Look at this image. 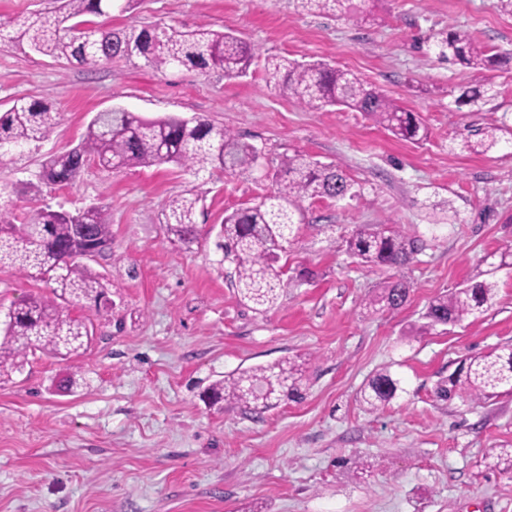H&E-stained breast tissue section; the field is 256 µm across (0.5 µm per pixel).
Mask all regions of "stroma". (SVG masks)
Returning <instances> with one entry per match:
<instances>
[{
  "mask_svg": "<svg viewBox=\"0 0 512 512\" xmlns=\"http://www.w3.org/2000/svg\"><path fill=\"white\" fill-rule=\"evenodd\" d=\"M378 22L303 11L297 0H137L110 26L205 25L255 46L248 74L162 73L139 58L69 64L28 46H0V112L20 99L60 112L50 137L0 158V207H104L110 250L90 267L110 283L113 306L69 305L94 333L69 359L31 357L0 383V512H512V478L487 469L512 445V395L478 406L434 395L463 357L512 344V268L497 272L495 303L455 326L423 331L435 296L488 270L512 245V146L463 151L468 130L512 127V70L443 63L428 38L466 31L488 54L512 53V15L496 0H375ZM321 60L416 112L428 138H395L364 113L313 109L267 84L264 60ZM490 84L482 111L458 107L462 89ZM120 106L144 119L200 117L242 135L264 162L297 152L342 167L355 195L308 199L281 255L284 290L258 313L233 286L235 269L213 241L224 216L273 187L262 171H191L161 165L85 167L71 185L24 192L52 155L83 140L90 119ZM201 196L200 242L184 247L164 226L169 198ZM397 224L423 248L405 274L400 309L371 315L363 299L400 272L363 266L345 250L357 225ZM49 283L0 266V308ZM305 361L298 402L252 419L237 405L208 406L206 388L233 371ZM389 369L401 389L383 410L358 402ZM79 370L72 395L53 380Z\"/></svg>",
  "mask_w": 512,
  "mask_h": 512,
  "instance_id": "1",
  "label": "stroma"
}]
</instances>
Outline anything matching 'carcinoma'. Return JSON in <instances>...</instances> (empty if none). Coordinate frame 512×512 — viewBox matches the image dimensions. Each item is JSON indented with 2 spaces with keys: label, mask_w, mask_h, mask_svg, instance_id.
<instances>
[{
  "label": "carcinoma",
  "mask_w": 512,
  "mask_h": 512,
  "mask_svg": "<svg viewBox=\"0 0 512 512\" xmlns=\"http://www.w3.org/2000/svg\"><path fill=\"white\" fill-rule=\"evenodd\" d=\"M116 0H64V12L48 16L34 14L24 21L0 17V44H27L42 55L72 64L95 66L115 57L139 56L153 69L165 72L180 67L219 69L226 77L247 74L256 52L243 39L205 26L193 30L168 27L112 29ZM307 12H331L348 16L360 24L375 21L371 12L354 0H300ZM436 58L468 68L512 66V55H489L460 30L437 34L427 44ZM266 80L284 94L309 108L344 106L366 113L375 123L401 140L419 144L428 136L419 117L394 100L365 84L355 75L325 62L299 64L282 56L265 58ZM492 88L482 86L464 91L459 105L478 106L493 99ZM60 122V113L39 102L18 101L0 113V157L2 149H18L46 139ZM502 128L479 131L480 138L464 139L463 148L487 153L497 148ZM261 153L228 129H218L198 117L183 119L167 116L144 120L122 107L97 113L88 125L84 140L73 149L50 157L42 166L37 182L26 184L37 196L42 185H67L75 180L90 159L106 169L152 167L173 164L197 175L220 169L251 170ZM273 191L253 206L224 216L215 243L222 260L235 265V288L240 300L255 311L274 307L282 290L279 265L284 244L298 234L296 216L307 199H344L352 183L335 164L314 162L295 153L281 159L274 169ZM199 198L193 194L172 197L165 210L167 233L186 248L199 243L197 225ZM85 237L109 249L112 224L101 207L71 213L41 209L19 219L0 208V264L17 266L26 277L54 284L50 296H30L12 305L13 323L0 333V381H9L24 371L29 357L40 353L64 358L87 350L91 332L80 319L65 313L63 304L107 300L108 287L101 275L82 260L87 258L77 225ZM348 251L368 267L401 269L419 251L418 240L389 224L360 225L346 240ZM512 268V248L500 253L498 264L486 271L485 278L467 281L463 287L434 297L425 318L428 327L456 325L483 312L497 296L494 274ZM413 285L405 277L366 301L375 311L395 310L408 299ZM306 380L304 363L283 360L239 372L209 387V404L230 402L243 407L254 418L285 401L301 398ZM85 385V378L73 372L58 380L57 392L71 393ZM399 380L384 369L373 375L360 391V402L371 412L390 403L397 395ZM512 393V345L465 357L460 366L435 387L443 401L458 398L480 404L502 394ZM486 466L512 477V448H497Z\"/></svg>",
  "instance_id": "obj_1"
}]
</instances>
